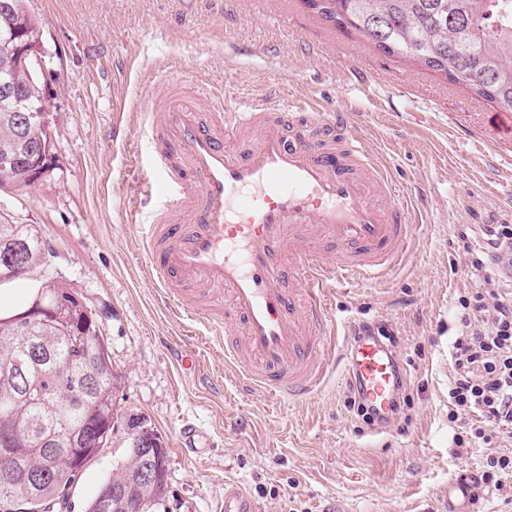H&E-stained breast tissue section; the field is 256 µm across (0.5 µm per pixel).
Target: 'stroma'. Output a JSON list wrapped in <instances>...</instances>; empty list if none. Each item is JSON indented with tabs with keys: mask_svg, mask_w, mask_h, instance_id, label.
<instances>
[{
	"mask_svg": "<svg viewBox=\"0 0 512 512\" xmlns=\"http://www.w3.org/2000/svg\"><path fill=\"white\" fill-rule=\"evenodd\" d=\"M26 6L56 70L55 161L41 181L0 192V217L35 225L51 253L17 285L57 280L99 314L121 406L166 445L159 512H217L228 479L264 512H441L449 474L487 455L455 447L448 377L458 299L498 272L471 274L457 233L471 225L476 242L479 225L512 224V112L329 27L302 0ZM337 50L359 64L334 63ZM182 74L231 108L260 97L337 104L401 184L417 219L401 265L374 283L333 287L338 317L397 338L407 404L385 427L351 405L339 370L301 401L243 389L212 340L187 335L163 307L141 249L152 214L133 205L153 153L139 105ZM187 422L207 434L202 453L178 447ZM127 446L117 428L76 476L69 512H85Z\"/></svg>",
	"mask_w": 512,
	"mask_h": 512,
	"instance_id": "obj_1",
	"label": "stroma"
}]
</instances>
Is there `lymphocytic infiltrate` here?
<instances>
[{
  "label": "lymphocytic infiltrate",
  "instance_id": "1",
  "mask_svg": "<svg viewBox=\"0 0 512 512\" xmlns=\"http://www.w3.org/2000/svg\"><path fill=\"white\" fill-rule=\"evenodd\" d=\"M484 244L472 248L468 231H461V249L476 271L498 268L501 278L474 289L459 300V331L450 352L448 420L463 423L454 437L459 448L490 446L480 480L500 484L512 474V453L499 452L498 444L512 442V225L486 224Z\"/></svg>",
  "mask_w": 512,
  "mask_h": 512
}]
</instances>
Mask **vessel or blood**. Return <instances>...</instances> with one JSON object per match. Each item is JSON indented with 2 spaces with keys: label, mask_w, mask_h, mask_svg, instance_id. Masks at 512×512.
<instances>
[{
  "label": "vessel or blood",
  "mask_w": 512,
  "mask_h": 512,
  "mask_svg": "<svg viewBox=\"0 0 512 512\" xmlns=\"http://www.w3.org/2000/svg\"><path fill=\"white\" fill-rule=\"evenodd\" d=\"M145 107L167 192L142 247L172 311L223 339L225 365L251 388L309 395L341 352L347 381L390 414L397 356L374 332L339 344L330 285L387 275L413 216L350 114L281 117L266 99L231 112L182 75ZM476 492L474 470L451 474L447 512H474ZM223 510L260 512L235 480Z\"/></svg>",
  "instance_id": "1"
}]
</instances>
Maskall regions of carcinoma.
Returning <instances> with one entry per match:
<instances>
[{"label": "carcinoma", "instance_id": "cac0c4a2", "mask_svg": "<svg viewBox=\"0 0 512 512\" xmlns=\"http://www.w3.org/2000/svg\"><path fill=\"white\" fill-rule=\"evenodd\" d=\"M330 11L303 0L335 28L356 31L383 53L402 56L476 98L512 111V0H328ZM21 22L32 39L38 22L23 8L0 11V36ZM13 105L0 99V154L22 149ZM20 247L34 267L46 251L31 224L0 220V258ZM47 299L66 297L57 317L29 324L0 315V504L29 512L31 500L53 501L82 468L88 417L112 416L132 430L124 457L103 480L86 512H155L166 493L167 455L140 443L158 438L117 403L118 373L99 316L58 284ZM149 469L154 478L142 480Z\"/></svg>", "mask_w": 512, "mask_h": 512}]
</instances>
